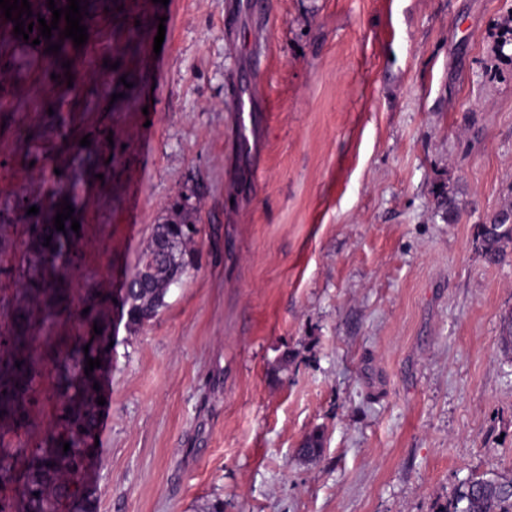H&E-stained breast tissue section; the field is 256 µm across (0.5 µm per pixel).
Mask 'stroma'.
I'll list each match as a JSON object with an SVG mask.
<instances>
[{"instance_id":"obj_1","label":"stroma","mask_w":512,"mask_h":512,"mask_svg":"<svg viewBox=\"0 0 512 512\" xmlns=\"http://www.w3.org/2000/svg\"><path fill=\"white\" fill-rule=\"evenodd\" d=\"M94 2L45 68L0 51V298L29 208L71 203L53 333L91 294L114 339L89 512H441L512 471V254L478 248L512 205V0ZM184 200L193 264L130 332ZM166 294L162 288H153L151 284L144 286L137 284L135 280L130 281L126 291L129 330L136 331L154 318L165 305Z\"/></svg>"}]
</instances>
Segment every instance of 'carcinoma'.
<instances>
[{
	"label": "carcinoma",
	"instance_id": "1",
	"mask_svg": "<svg viewBox=\"0 0 512 512\" xmlns=\"http://www.w3.org/2000/svg\"><path fill=\"white\" fill-rule=\"evenodd\" d=\"M46 225L31 224L32 244L22 277L26 287L19 288L11 300H0V308L11 310L9 328L0 336V430L41 429L33 408V387L44 374L46 356L54 366V397L52 427L40 444L33 448L26 442L10 446L0 443V512H85L84 499L78 484L90 455L85 451L97 417V394L93 384L99 382L103 368L85 373L86 358L106 362L112 357L108 348L112 336L108 324L98 316V303L90 299L85 314L89 335L76 341L68 352L44 353L37 347V333L59 320L63 292L54 288L41 272L46 265L68 262L75 253L78 233L65 224V230L51 228L50 246L46 241ZM482 256L490 263H499L512 248V208L494 214L480 226L478 235ZM178 242L179 258L169 268V278L181 282L187 272L193 235L181 232L175 224H157L153 228L147 252L160 244ZM128 328L139 329L154 318L165 305L166 293L150 284L132 280L126 291ZM102 328L94 333L93 326ZM89 351H84V347ZM21 367H16V362ZM70 449L63 451V443ZM318 433L309 435L298 448L303 458H313L322 448ZM441 512H512V473H485L470 477L455 491Z\"/></svg>",
	"mask_w": 512,
	"mask_h": 512
}]
</instances>
